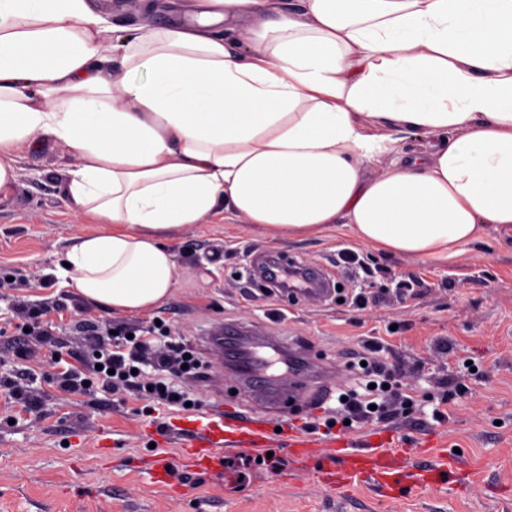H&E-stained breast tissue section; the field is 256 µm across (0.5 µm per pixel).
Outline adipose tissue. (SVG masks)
<instances>
[{"instance_id":"adipose-tissue-1","label":"adipose tissue","mask_w":512,"mask_h":512,"mask_svg":"<svg viewBox=\"0 0 512 512\" xmlns=\"http://www.w3.org/2000/svg\"><path fill=\"white\" fill-rule=\"evenodd\" d=\"M297 2L158 0L116 35L92 0H0V190L17 146L75 157L65 203L106 224L56 270L76 296L160 306L166 239L219 214L421 260L512 238V0Z\"/></svg>"}]
</instances>
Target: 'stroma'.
<instances>
[{
    "instance_id": "stroma-1",
    "label": "stroma",
    "mask_w": 512,
    "mask_h": 512,
    "mask_svg": "<svg viewBox=\"0 0 512 512\" xmlns=\"http://www.w3.org/2000/svg\"><path fill=\"white\" fill-rule=\"evenodd\" d=\"M13 157L17 178L0 196V269L25 286L0 289V382L15 366L28 368L39 407L25 410L0 389V512H512L511 250L470 244L448 262L419 260L375 252L346 230L273 240L217 216L170 239L177 284L160 307L117 314L78 299L53 274L71 237L100 227L63 200L72 156L46 144L19 147ZM346 247L374 278L337 265ZM267 252L323 264L339 296L291 303L256 287L249 265ZM20 301L40 313L25 333L14 328ZM79 317L140 330L159 319L171 325L174 341L204 362L200 374L175 380L195 408L97 385L84 394L62 389L55 370L84 368L77 355L85 345L70 332ZM225 326L323 359L343 387L352 383L349 362L363 341H378L394 397L414 398L415 411L382 422L355 418L336 425L337 437H378L406 448L418 465L435 450L460 449L466 486L430 485L381 499L366 485L318 484L285 455L272 467L204 473L178 466L166 480L154 479L153 457L177 465L182 458L166 426L204 410L254 405L231 371H218L205 342ZM54 346L62 355L55 370L47 365Z\"/></svg>"
}]
</instances>
